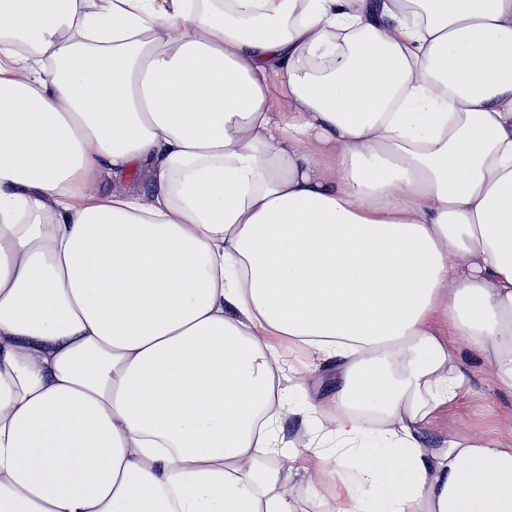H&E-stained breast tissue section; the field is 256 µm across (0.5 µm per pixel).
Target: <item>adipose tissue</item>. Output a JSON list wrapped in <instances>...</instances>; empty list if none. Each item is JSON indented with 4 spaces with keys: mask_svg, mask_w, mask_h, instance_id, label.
<instances>
[{
    "mask_svg": "<svg viewBox=\"0 0 512 512\" xmlns=\"http://www.w3.org/2000/svg\"><path fill=\"white\" fill-rule=\"evenodd\" d=\"M463 344L512 391V0H0V512H512ZM279 352L282 356V371L276 379L277 397L282 404V413L277 425L279 446L288 456L296 455L314 464L315 452L322 448H313L310 439L319 430L315 420L303 422L302 416L288 414V409L305 404L309 400L322 401L329 394L326 376L329 369L311 371L314 358L310 351L299 348L288 341L285 336H275ZM289 487L296 500L298 512H327V503L332 501L329 490H322L319 494H315L301 476H295Z\"/></svg>",
    "mask_w": 512,
    "mask_h": 512,
    "instance_id": "ef3b65f1",
    "label": "adipose tissue"
}]
</instances>
